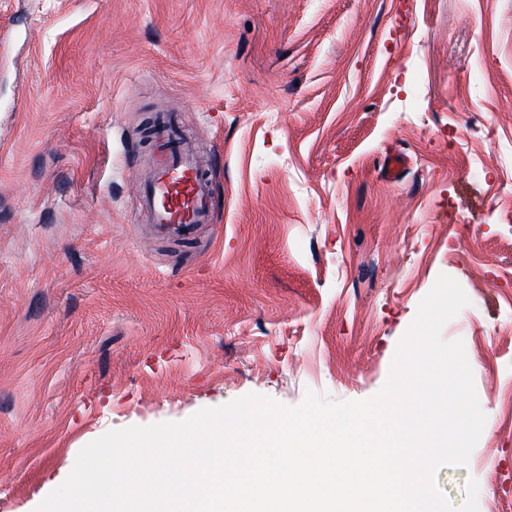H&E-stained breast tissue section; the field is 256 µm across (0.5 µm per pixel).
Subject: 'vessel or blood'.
<instances>
[{"label":"vessel or blood","mask_w":512,"mask_h":512,"mask_svg":"<svg viewBox=\"0 0 512 512\" xmlns=\"http://www.w3.org/2000/svg\"><path fill=\"white\" fill-rule=\"evenodd\" d=\"M148 175L138 185L140 206L165 235L190 238L197 225L212 221L214 197L189 143L170 126L152 140Z\"/></svg>","instance_id":"1"}]
</instances>
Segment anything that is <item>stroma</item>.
Segmentation results:
<instances>
[{
	"label": "stroma",
	"instance_id": "obj_1",
	"mask_svg": "<svg viewBox=\"0 0 512 512\" xmlns=\"http://www.w3.org/2000/svg\"><path fill=\"white\" fill-rule=\"evenodd\" d=\"M4 22L0 512L111 430L370 398L443 274L486 422L438 483L512 512V0H0ZM160 114L215 197L188 241L138 220Z\"/></svg>",
	"mask_w": 512,
	"mask_h": 512
}]
</instances>
